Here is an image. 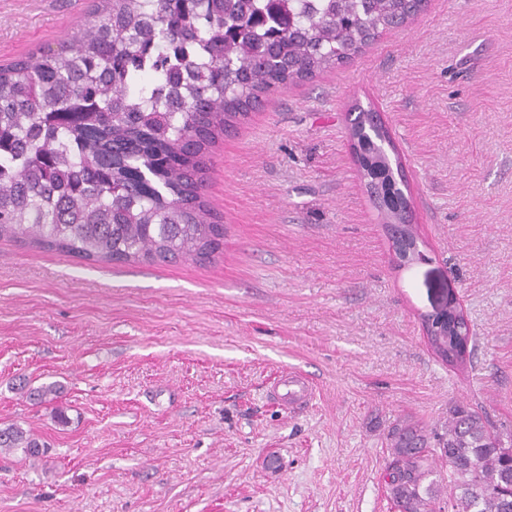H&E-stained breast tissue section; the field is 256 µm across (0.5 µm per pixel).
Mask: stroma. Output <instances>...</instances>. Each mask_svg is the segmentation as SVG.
<instances>
[{"label": "stroma", "mask_w": 512, "mask_h": 512, "mask_svg": "<svg viewBox=\"0 0 512 512\" xmlns=\"http://www.w3.org/2000/svg\"><path fill=\"white\" fill-rule=\"evenodd\" d=\"M91 0H0V64ZM369 105L399 153L420 251L396 259L348 134ZM212 262L91 265L0 239V512H391L387 435L477 407L512 435V0H427L351 61L273 94L217 146ZM453 289L464 366L423 319ZM316 393L288 411L280 371ZM55 382L54 406L15 390ZM267 395L280 406L298 409L312 401L314 389L308 378L286 369L270 384ZM21 449L29 457H39L44 453V445L30 430L16 424L0 427V452Z\"/></svg>", "instance_id": "35a3bbf8"}]
</instances>
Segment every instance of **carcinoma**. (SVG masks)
I'll return each instance as SVG.
<instances>
[{"label": "carcinoma", "mask_w": 512, "mask_h": 512, "mask_svg": "<svg viewBox=\"0 0 512 512\" xmlns=\"http://www.w3.org/2000/svg\"><path fill=\"white\" fill-rule=\"evenodd\" d=\"M419 0H92L76 32L0 66V238L90 264L203 261L224 248L205 188L212 149L263 100L309 81L406 23ZM152 79L144 81V76ZM349 136L377 211L402 196L390 134L358 105ZM120 159L132 177L109 169ZM447 363L448 336L427 337ZM19 389L51 403L61 385ZM461 401L443 432L390 435L396 512H512V457ZM44 453L0 427V451ZM448 464V484L432 463Z\"/></svg>", "instance_id": "obj_1"}]
</instances>
